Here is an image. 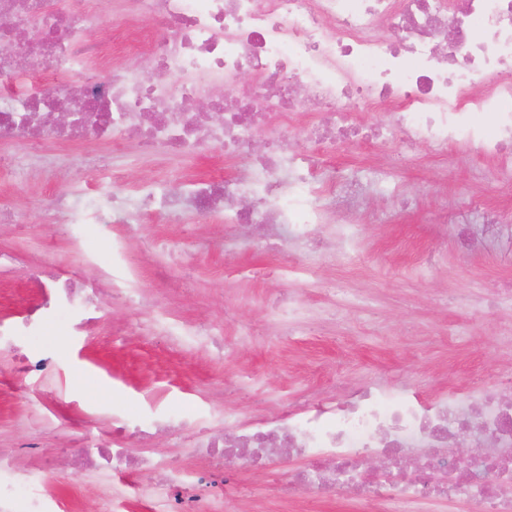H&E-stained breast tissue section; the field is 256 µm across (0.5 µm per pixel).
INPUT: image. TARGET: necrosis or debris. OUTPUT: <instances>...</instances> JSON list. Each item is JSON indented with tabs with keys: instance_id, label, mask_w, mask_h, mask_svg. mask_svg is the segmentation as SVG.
Wrapping results in <instances>:
<instances>
[{
	"instance_id": "1",
	"label": "necrosis or debris",
	"mask_w": 512,
	"mask_h": 512,
	"mask_svg": "<svg viewBox=\"0 0 512 512\" xmlns=\"http://www.w3.org/2000/svg\"><path fill=\"white\" fill-rule=\"evenodd\" d=\"M133 16L156 21L147 37L115 26L128 43H92L101 24L95 0H0V143L30 140L62 144L88 138L122 141L136 134L151 152L192 155L223 146L237 178L191 183L179 197L153 191L145 197L168 220L191 209L199 222L277 227L284 239L305 241L330 221L325 196L343 186L342 172L325 174L320 155L347 116L364 106L388 112L392 122L372 130L375 141L425 143L441 149L473 144L512 177V0H130ZM397 39L385 37V30ZM147 54L150 74L124 63ZM255 80L238 84L242 72ZM68 95L71 117L55 121L58 92ZM210 103L211 118L193 111ZM320 112L307 128L311 147L280 151L278 126L292 112ZM265 131L268 151L251 149L254 131ZM44 288L25 313L0 319V351L12 353L18 378L45 371L48 361L24 349L41 322L59 306L71 307L80 330L105 315L100 283L74 288L36 269ZM493 437L477 464L449 450L454 430L470 426ZM131 435L112 433L111 446L77 440L72 473L105 463L123 478L147 472L160 512H196L199 476L182 457L205 460L210 475H230L258 463L276 468L292 457L302 467L288 485L322 501L349 491L356 512H431L433 505L466 497L472 512H512V379L486 376L483 386L439 399H422L410 387L371 383L347 399H316L287 411L239 424L232 440L185 425L169 432L181 457L145 453ZM391 468L372 470L373 459ZM59 459L49 456L38 475L14 469L0 456V512H81L50 489Z\"/></svg>"
}]
</instances>
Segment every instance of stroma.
Instances as JSON below:
<instances>
[{
	"instance_id": "stroma-1",
	"label": "stroma",
	"mask_w": 512,
	"mask_h": 512,
	"mask_svg": "<svg viewBox=\"0 0 512 512\" xmlns=\"http://www.w3.org/2000/svg\"><path fill=\"white\" fill-rule=\"evenodd\" d=\"M21 151L36 168L18 186L3 169ZM331 163L357 186L355 193L337 194L334 208L362 222L363 258L352 269L337 263L336 226L319 225L312 237L320 249L304 254L319 263L318 276L302 283L268 276L285 254L266 248L258 235L219 220L198 224L189 213L179 226L140 211L142 189L159 173H167L165 188L173 193L218 168L236 175L219 147L184 157L144 152L133 139L117 151L103 140L0 145V209L29 216L24 224L0 223V251L13 257L0 267V312L15 313L24 298H37L27 278L35 265L82 280L104 267L125 276L126 265L112 251L116 244L133 257L143 298L139 308L110 302L84 336L69 335L63 320L49 318L39 341L51 364L24 385H17L9 358L0 357V448L33 437L50 452L76 432L104 437L112 419L160 411L185 413L222 432L226 415L258 417L330 387L342 396L369 381L406 384L435 399L448 386L468 387L479 374L512 376L504 341L512 309L497 299L499 289H512V231L488 236L469 251L460 250L450 232L455 224L482 231L472 205L479 196L512 212V180L500 177L498 162L464 143L445 150L418 145L405 158L393 142H346ZM116 172L123 184L113 193L122 207L139 211L138 223L95 219L104 200L86 184H108ZM429 260L438 275L422 276L420 265ZM334 280L363 290L369 302H340L335 314L324 315L330 303L322 285ZM288 296L310 310L297 330L273 318L275 303ZM156 302L165 321L141 335L138 325ZM203 323L223 330L221 346L197 335ZM247 327L252 335H244ZM148 481L145 474L125 483L107 474L67 476L57 493L80 503L82 512H97L107 491L119 512H157L139 492ZM198 494L212 501L232 495L242 512H294L276 483L252 470Z\"/></svg>"
}]
</instances>
